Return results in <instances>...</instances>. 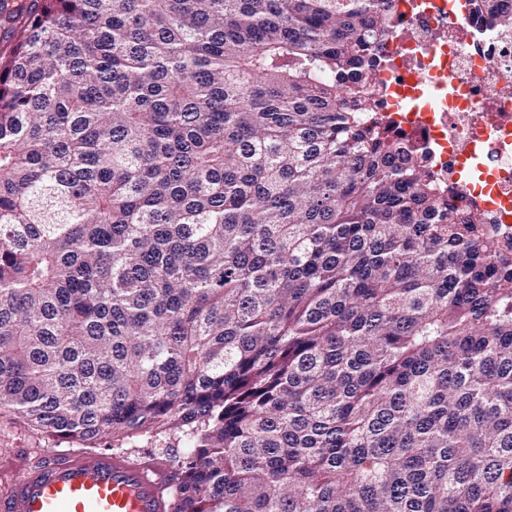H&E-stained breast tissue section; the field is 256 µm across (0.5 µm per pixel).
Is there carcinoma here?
I'll return each instance as SVG.
<instances>
[{
	"instance_id": "carcinoma-1",
	"label": "carcinoma",
	"mask_w": 512,
	"mask_h": 512,
	"mask_svg": "<svg viewBox=\"0 0 512 512\" xmlns=\"http://www.w3.org/2000/svg\"><path fill=\"white\" fill-rule=\"evenodd\" d=\"M392 13L0 0V410L179 439L169 512H512V242L360 120Z\"/></svg>"
}]
</instances>
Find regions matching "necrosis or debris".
<instances>
[{
	"label": "necrosis or debris",
	"mask_w": 512,
	"mask_h": 512,
	"mask_svg": "<svg viewBox=\"0 0 512 512\" xmlns=\"http://www.w3.org/2000/svg\"><path fill=\"white\" fill-rule=\"evenodd\" d=\"M450 0L399 5L390 63L375 78L380 113L407 148L421 149L441 189H462L490 230L512 240V40L487 22L488 7L457 13Z\"/></svg>",
	"instance_id": "necrosis-or-debris-1"
}]
</instances>
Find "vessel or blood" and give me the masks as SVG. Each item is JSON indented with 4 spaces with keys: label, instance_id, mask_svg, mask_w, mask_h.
Returning <instances> with one entry per match:
<instances>
[{
    "label": "vessel or blood",
    "instance_id": "1",
    "mask_svg": "<svg viewBox=\"0 0 512 512\" xmlns=\"http://www.w3.org/2000/svg\"><path fill=\"white\" fill-rule=\"evenodd\" d=\"M164 470L109 454H48L13 480L0 512H168Z\"/></svg>",
    "mask_w": 512,
    "mask_h": 512
}]
</instances>
